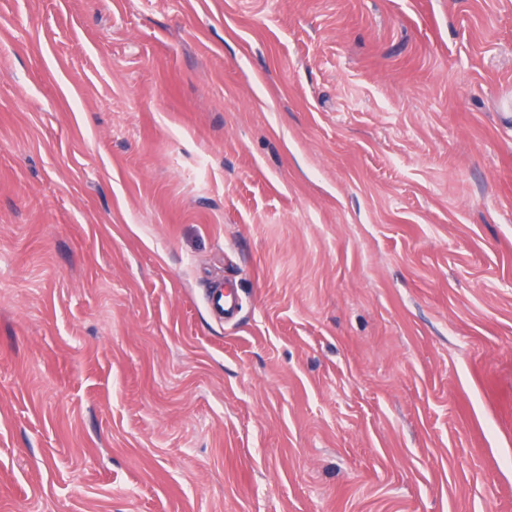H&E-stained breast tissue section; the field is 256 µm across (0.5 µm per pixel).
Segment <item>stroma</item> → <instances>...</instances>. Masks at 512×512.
<instances>
[{"label": "stroma", "instance_id": "1", "mask_svg": "<svg viewBox=\"0 0 512 512\" xmlns=\"http://www.w3.org/2000/svg\"><path fill=\"white\" fill-rule=\"evenodd\" d=\"M0 512H512V0H0Z\"/></svg>", "mask_w": 512, "mask_h": 512}]
</instances>
